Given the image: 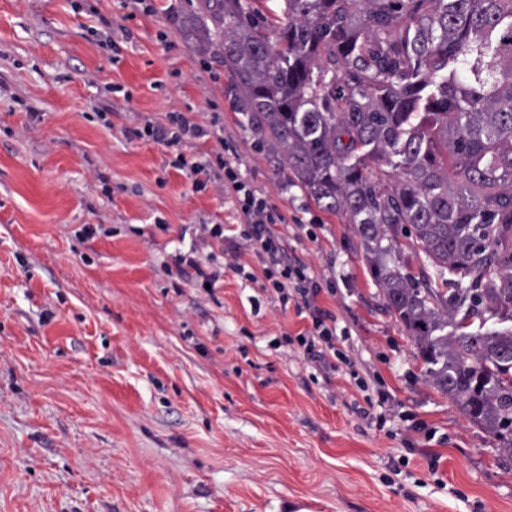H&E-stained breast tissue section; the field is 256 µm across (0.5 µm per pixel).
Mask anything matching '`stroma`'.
Returning a JSON list of instances; mask_svg holds the SVG:
<instances>
[{"mask_svg":"<svg viewBox=\"0 0 512 512\" xmlns=\"http://www.w3.org/2000/svg\"><path fill=\"white\" fill-rule=\"evenodd\" d=\"M188 0H0V512H512V460L425 365L357 225L288 188L182 36ZM182 113L207 135L139 137ZM239 165L337 318L208 261ZM197 247L213 291L176 263Z\"/></svg>","mask_w":512,"mask_h":512,"instance_id":"1","label":"stroma"}]
</instances>
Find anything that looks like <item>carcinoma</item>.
Returning <instances> with one entry per match:
<instances>
[{"mask_svg":"<svg viewBox=\"0 0 512 512\" xmlns=\"http://www.w3.org/2000/svg\"><path fill=\"white\" fill-rule=\"evenodd\" d=\"M281 2L198 0L180 31L288 186L358 225L433 386L512 459V330L466 323L512 320V0ZM405 230L447 289L402 272Z\"/></svg>","mask_w":512,"mask_h":512,"instance_id":"1","label":"carcinoma"}]
</instances>
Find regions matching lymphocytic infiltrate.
I'll use <instances>...</instances> for the list:
<instances>
[{"label": "lymphocytic infiltrate", "mask_w": 512, "mask_h": 512, "mask_svg": "<svg viewBox=\"0 0 512 512\" xmlns=\"http://www.w3.org/2000/svg\"><path fill=\"white\" fill-rule=\"evenodd\" d=\"M205 129L191 122L184 115L170 114L163 123L145 124L142 135L169 146L204 137ZM190 171L195 174L196 188L205 183H218L224 188L242 221L238 235H227L223 225L208 228L207 235L219 246L227 247L233 255L249 251L261 264L260 272L246 270L236 265L237 273L246 280L260 284L263 290L275 294L281 304H294L297 314L305 315L309 325L298 334V340L305 351L315 353L318 361H325L328 352L335 348L336 317L317 302L321 287L311 274L310 267L289 258L286 236L280 231L283 216L268 200L249 183L239 167L231 161L219 160L217 165L194 164ZM299 295V302H292V295Z\"/></svg>", "instance_id": "1"}]
</instances>
